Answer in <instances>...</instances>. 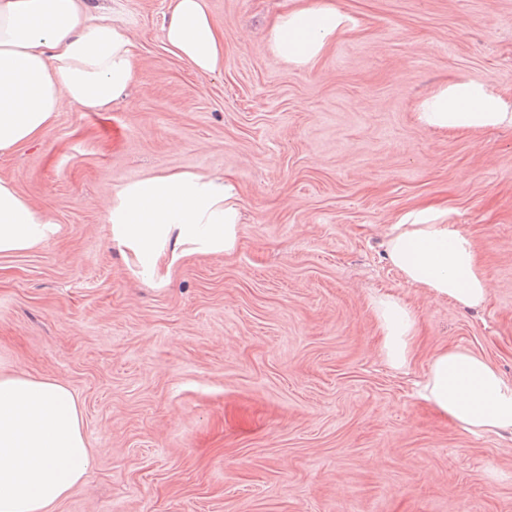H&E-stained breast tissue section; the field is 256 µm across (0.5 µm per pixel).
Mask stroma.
Instances as JSON below:
<instances>
[{"label": "stroma", "mask_w": 512, "mask_h": 512, "mask_svg": "<svg viewBox=\"0 0 512 512\" xmlns=\"http://www.w3.org/2000/svg\"><path fill=\"white\" fill-rule=\"evenodd\" d=\"M354 26L304 67L267 44L293 0H208L224 68L164 48L167 0H123L138 79L107 112L62 101L0 176L58 226L0 253V374L64 385L91 450L49 512H512V435H474L418 395L444 347L512 382V124L440 130L422 102L474 81L512 113V0H332ZM231 173L237 250L156 286L107 221L115 186ZM426 211L469 234L488 300L408 285L389 227ZM414 312L390 367L371 308Z\"/></svg>", "instance_id": "1"}]
</instances>
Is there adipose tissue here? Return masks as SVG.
<instances>
[{
    "label": "adipose tissue",
    "instance_id": "1",
    "mask_svg": "<svg viewBox=\"0 0 512 512\" xmlns=\"http://www.w3.org/2000/svg\"><path fill=\"white\" fill-rule=\"evenodd\" d=\"M352 20L330 0L293 8L270 25L268 44L283 62L319 58ZM167 51L200 76L224 66V34L207 0H168ZM137 44L120 6L98 0H0V154L40 135L69 101L105 112L137 75ZM497 98L477 83H455L428 98L418 119L439 129L505 120ZM112 240L132 256L131 272L163 282L193 254H229L240 234V194L231 174L173 172L113 188ZM56 225L0 178V253L49 240ZM386 258L414 287L467 308L488 298L472 238L454 224L392 225ZM372 310L386 362L408 366L418 334L414 312L381 294ZM422 398L471 433H512V382L482 356L447 348L429 362ZM90 452L78 406L63 385L0 375V512H48L87 474Z\"/></svg>",
    "mask_w": 512,
    "mask_h": 512
}]
</instances>
